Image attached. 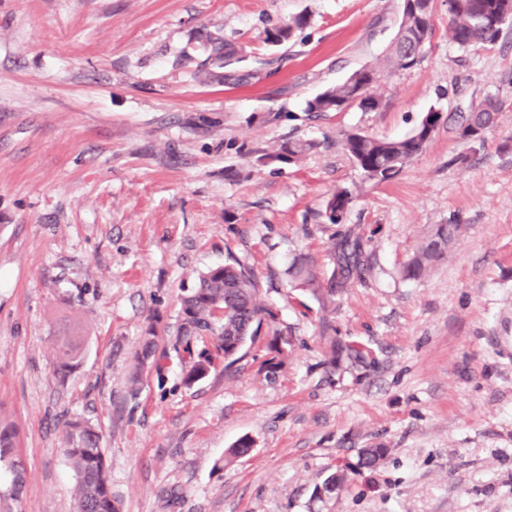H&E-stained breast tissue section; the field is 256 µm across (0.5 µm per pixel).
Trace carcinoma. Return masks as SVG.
Listing matches in <instances>:
<instances>
[{
	"label": "carcinoma",
	"instance_id": "cac0c4a2",
	"mask_svg": "<svg viewBox=\"0 0 512 512\" xmlns=\"http://www.w3.org/2000/svg\"><path fill=\"white\" fill-rule=\"evenodd\" d=\"M457 9L449 15L448 30L451 40L461 49L491 45L496 42L501 26L484 21V16L494 8L496 0H454ZM307 24V17L299 15L291 22L272 27L265 32V42L277 47L293 36L294 32ZM399 25L409 36L421 41L431 37L433 32L432 0H414V8L402 9ZM212 56L222 65L229 66L235 57V50L229 44L213 43ZM388 64L395 70H409L416 67L421 57L408 59L405 43L393 42ZM376 72L365 68L351 74L346 80L330 86L307 102L306 111L320 116L326 112H342L350 106H357L364 112L379 108L380 101L373 92ZM497 103L488 99L473 111L459 113L454 118L457 134L462 136L474 126L491 129L496 121ZM431 135L426 132L425 123L402 139H378L354 131L346 134L343 148L362 171L364 177L375 183H386L396 178L404 167L423 149ZM313 147L310 142L290 140L276 151L258 157L262 164L296 163ZM352 200L348 189L337 191L328 201L326 216L330 223L341 221ZM460 231L458 224H438L432 230L416 256L405 266L404 276L418 279L436 262L445 258ZM363 267L360 241L345 239L339 244L336 268L323 286L312 268L310 260L301 256L294 260L289 273L298 281V286L315 292L326 290L333 296L354 277L360 275ZM268 313L258 301L257 288L252 277L245 271L226 264L210 268L197 275L192 287L185 289L181 299L179 322L174 331L173 348L182 352L185 363L182 382L191 387L206 378L215 367L218 358L224 359V368L235 364L240 357L231 354L229 340L258 335L263 317ZM200 336H216L220 345L216 352L193 348V340ZM154 326H149L143 338L141 352L136 354V372L131 377V396L138 393L139 370L150 366L156 372L164 368L168 354H156ZM291 345V338L276 331L268 340L266 348L270 358L266 360L269 369L283 364V357ZM59 358L56 374L67 377L81 362L80 347L73 336L58 337ZM70 448L68 456L76 478V512H121L120 500L112 493V484L107 475L105 449L102 448L101 430L86 419L70 420L66 423ZM17 429L14 423L0 418V467L13 474L11 487L6 494L13 500L20 499L23 488L21 462L16 458Z\"/></svg>",
	"mask_w": 512,
	"mask_h": 512
}]
</instances>
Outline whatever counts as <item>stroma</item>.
Masks as SVG:
<instances>
[{
	"label": "stroma",
	"mask_w": 512,
	"mask_h": 512,
	"mask_svg": "<svg viewBox=\"0 0 512 512\" xmlns=\"http://www.w3.org/2000/svg\"><path fill=\"white\" fill-rule=\"evenodd\" d=\"M402 0H0V414L18 429L20 501L73 512L68 419L103 432L123 512H512V22L468 51L434 0L418 66H386ZM306 15L280 47L265 31ZM233 43L222 66L211 38ZM362 68L378 109L317 118L306 103ZM502 108L483 141L452 123L393 181L342 148L410 134L429 110ZM312 142L298 164L260 154ZM352 193L341 223L326 205ZM462 231L417 280L433 225ZM359 238L364 270L323 307L288 274L329 280ZM244 267L276 316L228 370L194 386L167 333L200 271ZM169 350L129 395L149 326ZM292 336L275 376L273 330ZM82 364L54 376L60 333ZM363 351L328 363L329 342ZM250 437L251 452L220 466ZM384 447L375 466L359 452ZM342 473L336 493L324 480ZM289 273L295 281H298V286L301 288H310L314 292L323 290V285L319 282L307 257L301 256L295 259L289 268Z\"/></svg>",
	"instance_id": "1"
}]
</instances>
